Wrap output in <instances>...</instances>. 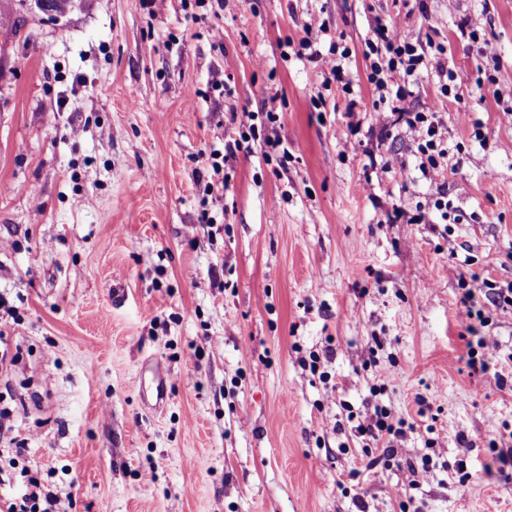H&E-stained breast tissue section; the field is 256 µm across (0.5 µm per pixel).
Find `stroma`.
I'll list each match as a JSON object with an SVG mask.
<instances>
[{"instance_id": "stroma-1", "label": "stroma", "mask_w": 512, "mask_h": 512, "mask_svg": "<svg viewBox=\"0 0 512 512\" xmlns=\"http://www.w3.org/2000/svg\"><path fill=\"white\" fill-rule=\"evenodd\" d=\"M427 3L230 0L194 20L180 0L56 18L0 0V400L68 512H512V389L469 367L458 318L465 288L512 283V89H476L493 62L458 25L512 67V0ZM409 10V41L447 46L465 82L460 103L435 70L410 86L448 143L431 181L363 56L375 18ZM322 23L356 111L282 54ZM274 95L287 160L228 149L233 114ZM214 150L229 186L205 206ZM368 404L409 423L374 466L350 418Z\"/></svg>"}]
</instances>
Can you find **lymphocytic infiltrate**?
Wrapping results in <instances>:
<instances>
[{"label": "lymphocytic infiltrate", "instance_id": "obj_1", "mask_svg": "<svg viewBox=\"0 0 512 512\" xmlns=\"http://www.w3.org/2000/svg\"><path fill=\"white\" fill-rule=\"evenodd\" d=\"M404 24L401 18L375 22L365 40L367 80L376 90L386 93L391 111L397 112L411 130L420 158L418 169L422 176L431 180L439 176L441 167L447 162L448 148L439 131L440 122L435 113L413 112L406 108L409 82L421 68L434 66L440 80V92L448 97L459 92L462 80L445 65L446 49L443 45L433 43L423 47L410 42L403 33ZM396 74L402 79L397 86L391 83ZM278 109L276 99H269L261 113V123L240 122L238 127L231 129V136L241 144L259 145L263 156H270L278 143L265 136L264 128L278 121ZM356 421L357 433L386 456L392 453L393 441L405 432V419L396 417L390 408L382 405L358 413ZM15 454L23 458L24 463L16 471L0 470V486L14 490L13 495L0 497V512H61L58 490L45 482L40 465L26 459L24 448H16Z\"/></svg>", "mask_w": 512, "mask_h": 512}]
</instances>
